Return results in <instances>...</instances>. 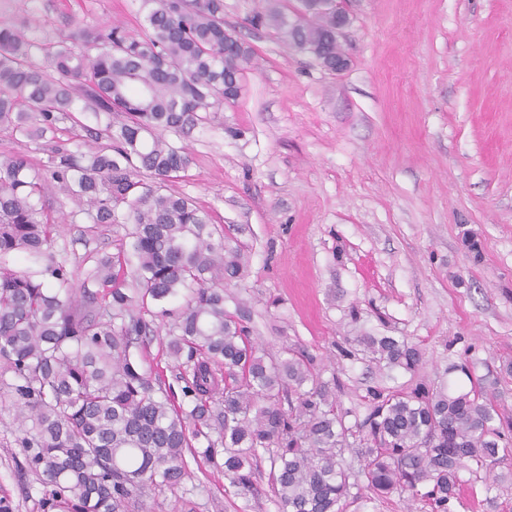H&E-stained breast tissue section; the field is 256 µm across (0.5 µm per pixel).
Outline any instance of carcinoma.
<instances>
[{
    "mask_svg": "<svg viewBox=\"0 0 512 512\" xmlns=\"http://www.w3.org/2000/svg\"><path fill=\"white\" fill-rule=\"evenodd\" d=\"M140 2L142 36L85 27L46 42L0 26V130L49 152L43 172L25 154L0 160V410L15 412L42 509L144 512L146 492L192 478L189 456L245 497L268 459L278 512H344L394 493L423 512H454L463 471L492 489L494 466L512 454L495 392L371 389L368 413L348 427L314 381L312 357L266 353L224 310V285L245 278V250L213 238L211 214L170 191L190 158L163 132L203 126L235 101L253 49L224 25V0ZM250 22L311 54L341 52L330 7L291 18L288 0H267ZM64 121L96 150L58 144ZM46 171L91 223L124 226L114 252L70 267L46 211ZM180 298L146 318L149 304ZM156 317L167 321L166 356L185 370L179 403L133 353L158 333ZM357 342L388 367L421 364L416 346L392 336Z\"/></svg>",
    "mask_w": 512,
    "mask_h": 512,
    "instance_id": "obj_1",
    "label": "carcinoma"
}]
</instances>
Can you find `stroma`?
<instances>
[{
	"instance_id": "obj_1",
	"label": "stroma",
	"mask_w": 512,
	"mask_h": 512,
	"mask_svg": "<svg viewBox=\"0 0 512 512\" xmlns=\"http://www.w3.org/2000/svg\"><path fill=\"white\" fill-rule=\"evenodd\" d=\"M351 23L340 73L249 19L264 0H224V24L254 49L240 97L189 134L167 133L191 164L172 190L244 244L243 303L253 338L314 359L350 420L370 388L465 387L499 375L512 417V0H341ZM0 24L58 40L84 25H146L137 0H0ZM46 195L71 263L111 251L117 224H90L56 185ZM415 344L411 374L382 368L356 342ZM0 411V496L43 512V487ZM260 465L244 499L223 472L196 470L177 493L147 494L151 512H277ZM456 512H512V485L464 482Z\"/></svg>"
}]
</instances>
